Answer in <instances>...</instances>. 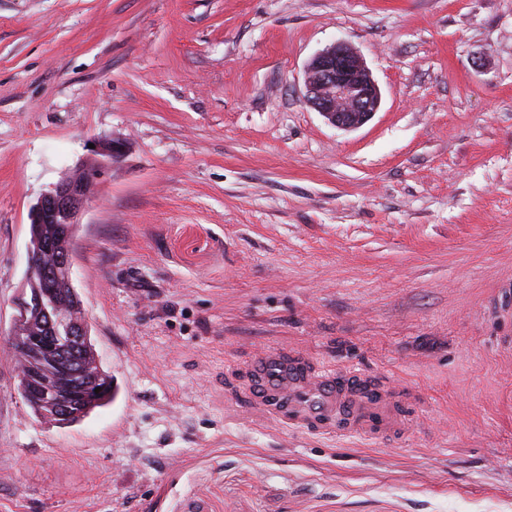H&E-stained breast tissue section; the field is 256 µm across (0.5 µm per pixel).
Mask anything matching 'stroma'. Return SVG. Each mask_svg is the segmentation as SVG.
I'll list each match as a JSON object with an SVG mask.
<instances>
[{
	"label": "stroma",
	"instance_id": "1",
	"mask_svg": "<svg viewBox=\"0 0 512 512\" xmlns=\"http://www.w3.org/2000/svg\"><path fill=\"white\" fill-rule=\"evenodd\" d=\"M339 42L351 131L304 100ZM102 138L72 279L115 395L50 424L29 211ZM262 350L396 384L402 431L269 420ZM0 512H512V0H0ZM304 99L327 121L354 130L377 112L381 94L363 58L339 42L317 53L305 71Z\"/></svg>",
	"mask_w": 512,
	"mask_h": 512
}]
</instances>
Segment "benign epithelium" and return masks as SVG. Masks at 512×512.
Segmentation results:
<instances>
[{
  "mask_svg": "<svg viewBox=\"0 0 512 512\" xmlns=\"http://www.w3.org/2000/svg\"><path fill=\"white\" fill-rule=\"evenodd\" d=\"M304 89L305 101L342 130L361 127L381 103L379 87L363 58L344 42L310 60ZM126 152L122 140L97 141L96 159L43 193L29 214L30 298L18 304L9 341L15 353L32 362L28 369L18 367L25 400L41 418L57 424L79 421L93 405L109 399L73 286V231L94 197L103 168ZM49 224H68L71 234L55 238L47 231Z\"/></svg>",
  "mask_w": 512,
  "mask_h": 512,
  "instance_id": "benign-epithelium-1",
  "label": "benign epithelium"
}]
</instances>
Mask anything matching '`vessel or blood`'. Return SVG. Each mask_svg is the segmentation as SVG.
<instances>
[{
	"label": "vessel or blood",
	"mask_w": 512,
	"mask_h": 512,
	"mask_svg": "<svg viewBox=\"0 0 512 512\" xmlns=\"http://www.w3.org/2000/svg\"><path fill=\"white\" fill-rule=\"evenodd\" d=\"M249 371L256 405L278 421L339 435L366 432L368 427L393 432L399 425L382 391L366 395L357 374L312 369L299 353L262 351Z\"/></svg>",
	"instance_id": "1"
}]
</instances>
